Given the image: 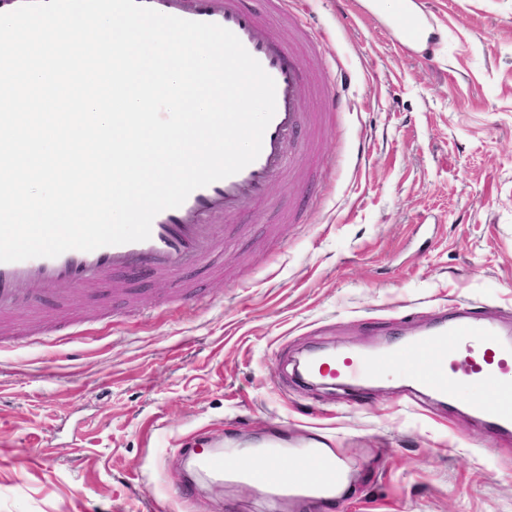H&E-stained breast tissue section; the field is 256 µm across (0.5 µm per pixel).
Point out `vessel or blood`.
Instances as JSON below:
<instances>
[{
    "label": "vessel or blood",
    "mask_w": 512,
    "mask_h": 512,
    "mask_svg": "<svg viewBox=\"0 0 512 512\" xmlns=\"http://www.w3.org/2000/svg\"><path fill=\"white\" fill-rule=\"evenodd\" d=\"M146 2L164 14L231 30L274 79L276 111L262 150L237 174L196 189L181 206L157 214L148 240L0 263V314L34 310L33 300L18 292L23 282L39 283L45 294L69 300L102 288L119 295L137 279L168 278L190 266L207 267L224 251V227L210 223V216L221 212L233 219L254 211L274 187L297 173V164L309 149L300 132L318 126L317 114L300 111V101L311 96L331 111L344 106L340 93L322 87L315 65L317 37L291 11L288 0H267L270 10L288 22L290 37L285 41L269 33L265 15L246 8L242 0ZM390 26L410 43L428 35L426 17L405 5ZM414 354L419 357L415 363L410 360ZM388 366L412 396L424 391L453 400L459 397L461 385L479 388V395L468 403L470 410L491 429L512 431V336L495 324L493 312L479 319L462 307L399 347L368 354L317 353L306 360L303 370L311 378L359 387L379 379ZM493 383L499 386L498 397L482 395V388ZM266 445V452L259 454L196 450L192 457L205 480L231 478L265 488L272 500L299 503L308 512H326L345 477L344 461L319 448H302L283 468L272 462L277 439H268Z\"/></svg>",
    "instance_id": "b4317fda"
}]
</instances>
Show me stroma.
Masks as SVG:
<instances>
[{
    "instance_id": "1",
    "label": "stroma",
    "mask_w": 512,
    "mask_h": 512,
    "mask_svg": "<svg viewBox=\"0 0 512 512\" xmlns=\"http://www.w3.org/2000/svg\"><path fill=\"white\" fill-rule=\"evenodd\" d=\"M402 0H292L322 30L318 62L349 105L302 161L313 191L274 190L226 228L213 272L136 284L81 310L73 335L0 318V512H263L258 489L172 493L184 448L324 443L351 478L331 512H512V437L397 380L298 382L308 349L399 343L418 315L463 305L512 326V0L431 5L428 41L389 29ZM312 193L301 223L285 218Z\"/></svg>"
}]
</instances>
